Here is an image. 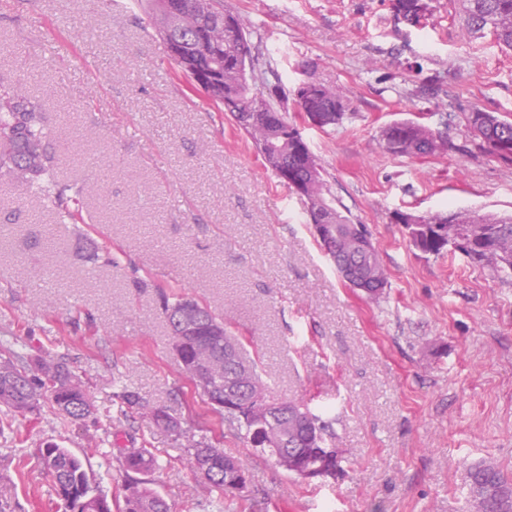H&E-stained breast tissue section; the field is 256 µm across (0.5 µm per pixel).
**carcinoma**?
Here are the masks:
<instances>
[{
  "mask_svg": "<svg viewBox=\"0 0 512 512\" xmlns=\"http://www.w3.org/2000/svg\"><path fill=\"white\" fill-rule=\"evenodd\" d=\"M169 0H142L140 8L155 21L167 41L170 57L181 70H196L207 79L205 92L215 102L224 105L239 129L253 142L266 164L275 174L288 170V180L294 185L312 181L309 164L316 162L307 143L289 140L288 146L273 150L280 134L289 126L278 109L280 86L270 80L274 70L264 60L250 40L247 20L224 7V0H186L187 21L177 24V16L169 11ZM418 0H392L397 20L410 25L420 24L416 9ZM467 29L474 34L488 31L498 44L512 50V0H461ZM253 76L256 88L268 90L264 111L248 112L245 78ZM300 111L320 112L323 126L336 125L345 116L344 96L319 83H311L299 97ZM41 105L20 87L0 89V172L29 183H41L48 176L44 145ZM468 140L466 151L473 147L503 164H512V118L497 112L474 109L464 113ZM384 144L403 140L407 145L398 155H436L432 146L436 139L455 145L440 132L411 120L396 121L382 131ZM326 205L318 210L306 209L312 224H326L329 234L319 239L321 247L333 260L343 278L358 271L370 277L384 273L378 251L356 245L357 237L366 233L364 226L355 224L342 206L329 194L326 182H321ZM465 220L454 242L440 233V225L448 223V215H431V223L409 229L410 244L425 254L458 253L478 267L487 268L501 277L512 276V260L499 263L475 258L480 248L496 245L512 257V216L464 210ZM170 336L184 335V325H197V335L188 338L177 355L179 363L194 365L207 374V385L199 388L213 412L246 446L256 448L274 458L287 473L302 477V469L293 465L301 457L309 463L315 459V449L327 443L328 425L300 402H282L284 420L279 442L272 443L269 432L249 417L255 397L265 398L269 383L262 378L254 361L248 372L239 377L237 402L224 404L226 383L236 374V363L224 356V337L232 332L224 321L207 307L180 299L166 308ZM51 395L52 414L62 426L78 424L95 410L94 396L75 373L67 360L50 351L39 355L29 367L22 362L11 345L0 341V412L9 414L36 413L41 408L44 393ZM122 403L135 407L156 427L174 437L182 450L181 459L195 473H206L209 489L224 494L240 490L235 474L241 464L224 454V449L186 434L177 418L162 408L154 407L136 393L122 388L113 393ZM42 470L50 476L54 490L65 512H112V502L93 486V477L86 461L56 443L46 442L37 450ZM118 468L127 478L121 512H170L169 504L155 490L136 478L156 468L154 454L147 448H121L115 455ZM471 502L481 505V512H512V482L491 463H480L468 470Z\"/></svg>",
  "mask_w": 512,
  "mask_h": 512,
  "instance_id": "cac0c4a2",
  "label": "carcinoma"
}]
</instances>
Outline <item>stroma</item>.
Masks as SVG:
<instances>
[{
	"label": "stroma",
	"mask_w": 512,
	"mask_h": 512,
	"mask_svg": "<svg viewBox=\"0 0 512 512\" xmlns=\"http://www.w3.org/2000/svg\"><path fill=\"white\" fill-rule=\"evenodd\" d=\"M256 28L284 88L279 104L388 272L379 299L349 287L298 196L222 105L170 60L133 0H0V85L42 107L56 188L0 175V339L32 360L65 356L94 393L95 421L61 427L49 405L0 438L8 512H62L34 459L51 440L83 453L98 429L154 449L153 488L172 512H470L467 471L512 481V279L410 245L397 211L512 214V166L457 153L464 112L512 114V52L470 35L457 0L424 26L390 0H226ZM341 89L340 125H309L295 89ZM427 113L453 151L397 156L389 123ZM189 298L249 337L275 401L330 423L344 462L302 480L246 448L171 350L164 303ZM124 385L238 459L241 496L203 488L170 435L114 397Z\"/></svg>",
	"instance_id": "1"
}]
</instances>
